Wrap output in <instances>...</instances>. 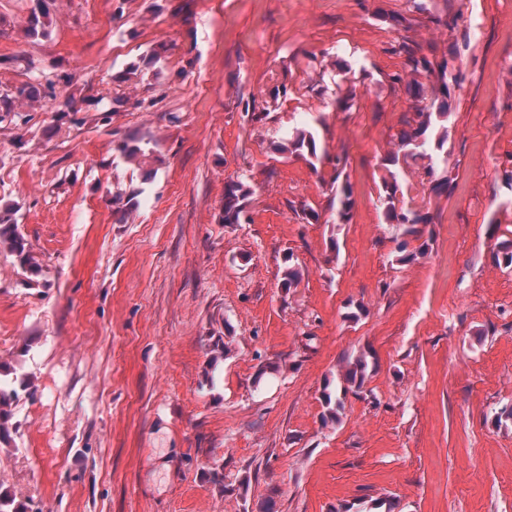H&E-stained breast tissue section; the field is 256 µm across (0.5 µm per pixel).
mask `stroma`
I'll return each instance as SVG.
<instances>
[{
	"mask_svg": "<svg viewBox=\"0 0 512 512\" xmlns=\"http://www.w3.org/2000/svg\"><path fill=\"white\" fill-rule=\"evenodd\" d=\"M431 2L462 10L468 35L448 66L465 75L457 188L428 198L421 169H401L435 216L430 250L404 265L373 179L410 100L381 77L406 71L401 37L447 41L409 0H55L39 39L35 0H0V93L64 76L74 91L63 114L0 109V205H18L43 267L27 279L0 251V363L27 385L0 492L30 512H262L269 495L273 512H367L386 495L399 512H512V271L493 259L512 237V0ZM160 44L158 71L115 82ZM346 65L347 112L328 90ZM281 84L251 124L246 102ZM301 127L348 155L350 223L327 208L329 166L271 151ZM123 140L144 158L125 160ZM236 178L249 221L225 224ZM132 188L140 205L118 220L112 197ZM300 200L319 223L295 217ZM289 264L302 282L287 292ZM361 355L363 392L323 424L325 386ZM40 1L38 8H34L26 22L27 35L31 38H45L49 34V14L51 4L47 0ZM282 94V96H281ZM288 94L287 88L282 85L281 89L275 87L269 94V101L265 100L263 104H256V101L252 100V103L247 102L244 107L246 117H250L252 123H261L269 118L272 111H275L278 107V101L281 97L286 98Z\"/></svg>",
	"mask_w": 512,
	"mask_h": 512,
	"instance_id": "stroma-1",
	"label": "stroma"
}]
</instances>
